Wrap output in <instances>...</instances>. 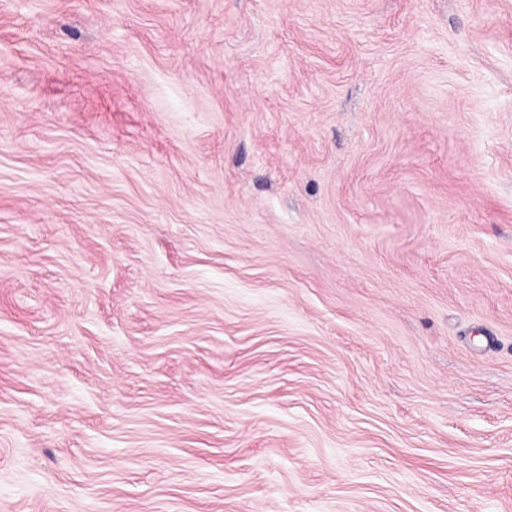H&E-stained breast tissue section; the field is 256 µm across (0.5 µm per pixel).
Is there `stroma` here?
Returning <instances> with one entry per match:
<instances>
[{
  "mask_svg": "<svg viewBox=\"0 0 512 512\" xmlns=\"http://www.w3.org/2000/svg\"><path fill=\"white\" fill-rule=\"evenodd\" d=\"M0 512H512V0H0Z\"/></svg>",
  "mask_w": 512,
  "mask_h": 512,
  "instance_id": "obj_1",
  "label": "stroma"
}]
</instances>
